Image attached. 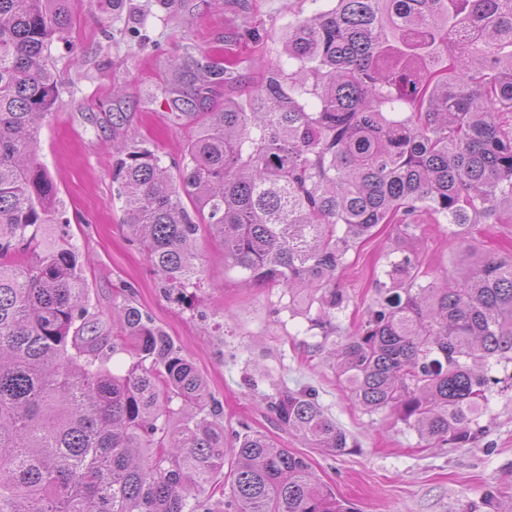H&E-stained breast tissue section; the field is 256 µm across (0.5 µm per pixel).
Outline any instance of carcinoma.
<instances>
[{
  "label": "carcinoma",
  "mask_w": 512,
  "mask_h": 512,
  "mask_svg": "<svg viewBox=\"0 0 512 512\" xmlns=\"http://www.w3.org/2000/svg\"><path fill=\"white\" fill-rule=\"evenodd\" d=\"M71 25L66 0H0V512H353L306 457L244 421L224 433L204 376L129 304L112 353L132 363L109 367L36 158ZM281 55L220 106L221 61L171 60L165 104L197 124L176 176L133 137L112 145L124 222L169 293L194 285L202 230L250 279L320 292L327 317L377 225L512 223V0H335L288 26ZM465 253L463 278L425 285L414 253L390 262L335 349L352 398L433 447L475 442L487 368L512 363V255ZM266 405L313 447L348 448L313 394Z\"/></svg>",
  "instance_id": "carcinoma-1"
}]
</instances>
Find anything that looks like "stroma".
Listing matches in <instances>:
<instances>
[{
	"label": "stroma",
	"mask_w": 512,
	"mask_h": 512,
	"mask_svg": "<svg viewBox=\"0 0 512 512\" xmlns=\"http://www.w3.org/2000/svg\"><path fill=\"white\" fill-rule=\"evenodd\" d=\"M67 7L70 42L52 47L59 97L41 124L37 158L70 221L99 330L111 333L112 309L122 304L150 315L204 375L225 427L247 421L307 457L356 512H485L487 493L512 499V363L492 368L498 383L487 394L479 439L466 448H430L397 413L355 403L333 355L378 302V282L399 251L416 254L425 281L458 277L466 245L512 252V223L470 224L454 235L425 214L411 238L400 225H378L347 252L337 279L346 306L329 317L313 291L246 280L205 233L197 240L196 287L167 295L123 224L113 142L138 134L168 164L194 132L193 123L173 121L163 100L172 57L220 55L232 67L218 97H245L277 61L288 26L309 17L315 0H69ZM248 30L259 41L244 40ZM279 387L315 392L350 450L333 456L282 428L263 400Z\"/></svg>",
	"instance_id": "1"
}]
</instances>
